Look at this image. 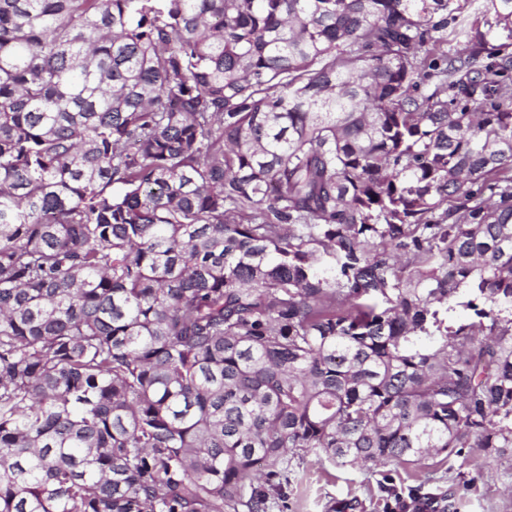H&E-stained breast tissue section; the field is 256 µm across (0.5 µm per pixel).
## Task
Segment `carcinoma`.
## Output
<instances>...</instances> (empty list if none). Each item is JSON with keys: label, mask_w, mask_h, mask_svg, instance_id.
I'll use <instances>...</instances> for the list:
<instances>
[{"label": "carcinoma", "mask_w": 512, "mask_h": 512, "mask_svg": "<svg viewBox=\"0 0 512 512\" xmlns=\"http://www.w3.org/2000/svg\"><path fill=\"white\" fill-rule=\"evenodd\" d=\"M465 448L512 453V0H0V512Z\"/></svg>", "instance_id": "1"}]
</instances>
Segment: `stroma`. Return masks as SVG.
<instances>
[{"mask_svg":"<svg viewBox=\"0 0 512 512\" xmlns=\"http://www.w3.org/2000/svg\"><path fill=\"white\" fill-rule=\"evenodd\" d=\"M288 488L287 512H512V456L471 450L424 465L340 466L307 455Z\"/></svg>","mask_w":512,"mask_h":512,"instance_id":"stroma-1","label":"stroma"}]
</instances>
